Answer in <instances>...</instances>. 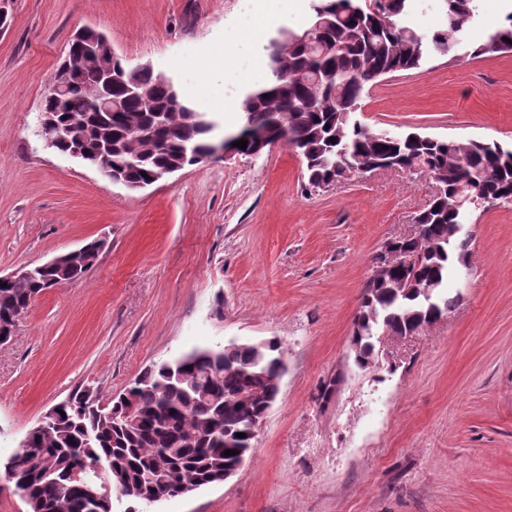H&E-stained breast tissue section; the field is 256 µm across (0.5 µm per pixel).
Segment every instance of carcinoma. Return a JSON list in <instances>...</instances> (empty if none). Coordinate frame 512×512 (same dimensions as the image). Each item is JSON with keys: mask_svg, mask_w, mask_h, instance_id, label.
I'll return each instance as SVG.
<instances>
[{"mask_svg": "<svg viewBox=\"0 0 512 512\" xmlns=\"http://www.w3.org/2000/svg\"><path fill=\"white\" fill-rule=\"evenodd\" d=\"M443 2L447 29L428 38L405 23L408 0H315L313 8L327 13L330 23L313 43L300 31L296 39L269 50L270 81L241 103L245 122L261 121L274 140L305 155V177L313 188L359 174L384 158L420 168L438 186L416 216L421 236L405 242L417 252L418 265L362 290L351 331L354 360L361 367L376 363V337L404 336L455 306L442 290L450 274L468 265L469 242L457 226L487 199L512 203V148L417 133L391 140L353 119L367 75L417 69L430 52L452 54L476 17L479 0ZM507 21L472 55L512 52V43L504 41L512 40V12ZM70 61L74 85L65 97L45 101L64 120L79 121L59 149L82 140L113 173L142 182L176 161L191 163L192 153L215 138L214 121L195 112L154 71L136 74V81L150 89L146 98L112 90V97L122 101L123 112L116 117L99 111L85 89L101 84L103 72L119 68L121 61L102 56L86 64L82 52L73 50ZM164 111L170 117L155 126L156 114ZM100 251L101 242H91L77 266L39 270L30 281L0 284V326L10 324L36 295L81 278ZM282 358L277 338L260 348L195 349L145 368L105 405L89 389L72 391L54 410L48 428L10 457L13 482L24 483L28 512H112V498L88 499L73 478L84 459L104 461L106 479L136 491L143 503L173 497L185 479L199 488L221 483L224 470L252 448L250 420L264 408L265 399L253 393L251 375L269 381L271 399H276ZM227 450L237 454L226 456Z\"/></svg>", "mask_w": 512, "mask_h": 512, "instance_id": "carcinoma-1", "label": "carcinoma"}]
</instances>
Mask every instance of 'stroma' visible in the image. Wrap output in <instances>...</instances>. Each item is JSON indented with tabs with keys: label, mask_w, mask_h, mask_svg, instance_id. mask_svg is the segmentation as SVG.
I'll return each mask as SVG.
<instances>
[{
	"label": "stroma",
	"mask_w": 512,
	"mask_h": 512,
	"mask_svg": "<svg viewBox=\"0 0 512 512\" xmlns=\"http://www.w3.org/2000/svg\"><path fill=\"white\" fill-rule=\"evenodd\" d=\"M312 0H12L0 33V273L94 240L80 279L39 294L0 344V459L78 387L101 401L146 367L197 348L272 337L286 371L229 481L113 512H512V206L472 213L455 306L382 337L359 367L353 316L372 259L412 233L428 176L377 171L308 186L284 143L234 153L131 190L46 149L49 79L71 35L105 33L122 63L220 100L225 133L270 78L266 47ZM512 0H479L455 57L365 85L358 122L512 146V52L472 56Z\"/></svg>",
	"instance_id": "obj_1"
}]
</instances>
